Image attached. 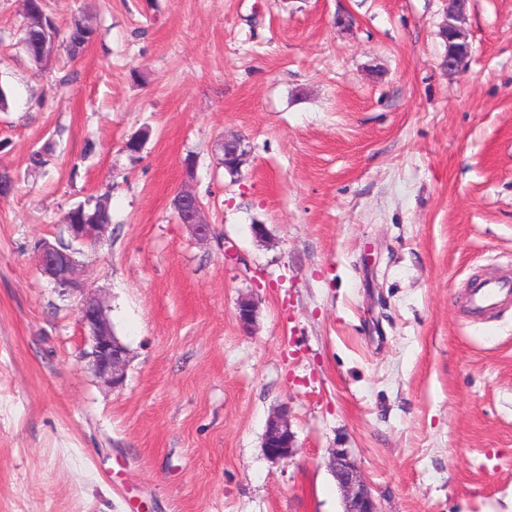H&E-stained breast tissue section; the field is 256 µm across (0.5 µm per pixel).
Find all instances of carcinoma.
<instances>
[{
    "mask_svg": "<svg viewBox=\"0 0 512 512\" xmlns=\"http://www.w3.org/2000/svg\"><path fill=\"white\" fill-rule=\"evenodd\" d=\"M24 22L21 28V49L27 59L36 67L43 68L50 57L45 47L62 42L69 59L75 60L83 54L94 38V29L85 20L74 19L66 29L65 35L48 11L46 0H25ZM97 224L111 223L107 204L98 199L95 202H79L71 206L62 216L61 223L68 224L82 220Z\"/></svg>",
    "mask_w": 512,
    "mask_h": 512,
    "instance_id": "1",
    "label": "carcinoma"
}]
</instances>
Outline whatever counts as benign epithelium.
<instances>
[{
    "instance_id": "obj_1",
    "label": "benign epithelium",
    "mask_w": 512,
    "mask_h": 512,
    "mask_svg": "<svg viewBox=\"0 0 512 512\" xmlns=\"http://www.w3.org/2000/svg\"><path fill=\"white\" fill-rule=\"evenodd\" d=\"M468 0H448V11L442 31L452 48L443 60V66L456 71L470 54V45L461 26ZM224 168L240 170L251 152L249 142L243 137H226L219 143ZM173 208L179 223L187 226L200 240L210 234L206 207L196 192L185 187L173 198ZM106 224H66L64 229L70 241L80 245L103 240ZM39 266L42 273L65 292L78 291L81 300L77 308L88 349L82 358L88 361L96 375L116 389L123 385L128 366V351L115 337L105 314L103 301L93 287L78 280L79 261L76 251H62L48 240L38 246ZM238 321L249 329L255 322V307L243 299L238 304ZM263 448L268 459L279 462L292 457L295 451V435L288 419V407L282 406L269 416L263 437ZM328 467L343 495V512H381L371 486L345 448L331 450Z\"/></svg>"
}]
</instances>
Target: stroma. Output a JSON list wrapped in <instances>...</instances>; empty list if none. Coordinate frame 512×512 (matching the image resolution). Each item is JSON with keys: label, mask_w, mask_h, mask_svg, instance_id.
<instances>
[{"label": "stroma", "mask_w": 512, "mask_h": 512, "mask_svg": "<svg viewBox=\"0 0 512 512\" xmlns=\"http://www.w3.org/2000/svg\"><path fill=\"white\" fill-rule=\"evenodd\" d=\"M446 7L49 0L96 38L39 70L22 0H0V171L19 178L0 200V512H343L334 448L381 512H506L512 306L484 321L465 296L512 270V0H469L453 73ZM231 135L252 145L234 176ZM187 186L208 241L172 210ZM100 197L112 224L80 260L129 352L117 389L36 250ZM282 406L296 448L275 463ZM295 435L288 419L287 407H280L269 416L263 437L265 455L273 462L292 457Z\"/></svg>", "instance_id": "stroma-1"}]
</instances>
